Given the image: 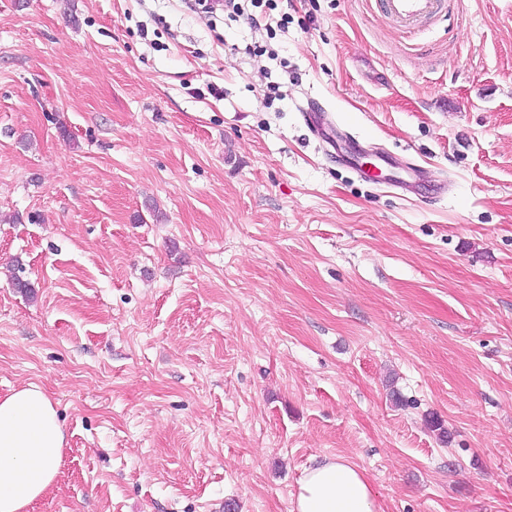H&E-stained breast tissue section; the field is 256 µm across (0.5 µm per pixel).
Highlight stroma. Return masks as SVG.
<instances>
[{
    "label": "stroma",
    "mask_w": 512,
    "mask_h": 512,
    "mask_svg": "<svg viewBox=\"0 0 512 512\" xmlns=\"http://www.w3.org/2000/svg\"><path fill=\"white\" fill-rule=\"evenodd\" d=\"M446 184L336 164L299 108ZM31 283L32 293L16 287ZM66 446L27 512H512V0H0V398ZM386 18L396 22H412L432 14L445 0H382ZM301 115L306 126L312 132H319V130L331 129L334 130L335 122L330 112H324L323 107L311 100H308L306 105L301 107ZM293 512H381L369 481L342 457L316 460L306 469Z\"/></svg>",
    "instance_id": "stroma-1"
}]
</instances>
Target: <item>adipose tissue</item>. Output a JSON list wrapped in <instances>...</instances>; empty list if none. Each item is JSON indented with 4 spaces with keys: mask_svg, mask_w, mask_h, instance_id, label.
<instances>
[{
    "mask_svg": "<svg viewBox=\"0 0 512 512\" xmlns=\"http://www.w3.org/2000/svg\"><path fill=\"white\" fill-rule=\"evenodd\" d=\"M65 445L53 402L36 385L0 398V512H25L53 486ZM294 512H381L369 481L342 457L315 461Z\"/></svg>",
    "mask_w": 512,
    "mask_h": 512,
    "instance_id": "obj_1",
    "label": "adipose tissue"
}]
</instances>
